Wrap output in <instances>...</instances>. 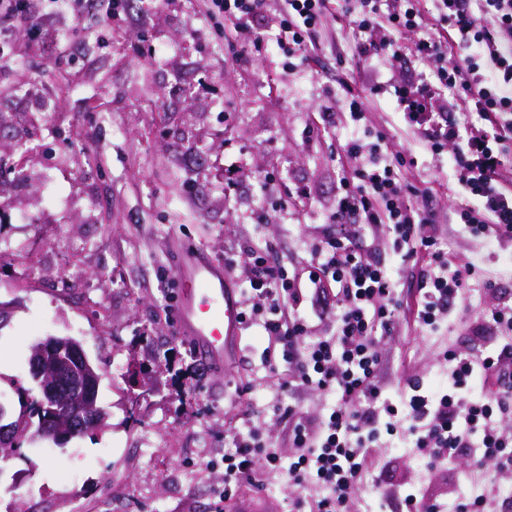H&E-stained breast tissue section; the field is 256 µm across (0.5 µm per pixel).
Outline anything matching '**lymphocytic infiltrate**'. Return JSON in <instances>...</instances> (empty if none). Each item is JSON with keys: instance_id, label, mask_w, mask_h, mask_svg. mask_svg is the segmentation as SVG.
Here are the masks:
<instances>
[{"instance_id": "lymphocytic-infiltrate-1", "label": "lymphocytic infiltrate", "mask_w": 512, "mask_h": 512, "mask_svg": "<svg viewBox=\"0 0 512 512\" xmlns=\"http://www.w3.org/2000/svg\"><path fill=\"white\" fill-rule=\"evenodd\" d=\"M354 0L347 13L364 32L362 57L399 60L412 56L424 70L410 71L392 82L393 96L406 125L416 130L433 153L451 150L456 168L457 202L450 217L459 224L496 235L512 233V183L504 176L502 146L512 140V0ZM209 19H223L244 38L246 47L265 48L255 24L273 12L278 29L275 47L286 58L305 56L315 48V33L332 11L331 0H202ZM30 0H0V59L22 35L39 30ZM438 37H421L428 23ZM413 34L411 45L402 38ZM477 113L482 126L448 122L449 102ZM369 145L353 137L344 143L350 158L366 162L354 179L341 182L332 221L313 249L307 276L289 272L271 259L267 249L249 252L251 269L243 293L257 305L243 312L246 327H258L275 340L278 356L266 357L270 371L291 367L285 388L336 394L333 408L311 420L292 405L276 410L296 450L288 478L297 486L316 483L325 495L297 500L296 512H343L356 482L367 467L368 450L382 436L401 432L433 462L472 455L485 470L484 484L455 501L454 512H489L495 475L512 469V445L504 439L497 416L512 409V342L491 341L483 358L449 354L450 385L439 391L423 379L408 381L400 404L383 398L377 384L381 364L379 342L390 336L398 317L397 285L389 271L371 261L363 246L366 234L385 231L401 262L419 261L428 272L415 318L435 330L450 320L463 301V279L428 234V219L418 207L417 187L398 177L405 154L369 157ZM335 291V328L311 337L308 318L300 310L305 289ZM499 380L494 396L473 398L489 379ZM280 457L258 427L236 433L224 457L221 500L235 496L240 485L262 471L277 469Z\"/></svg>"}]
</instances>
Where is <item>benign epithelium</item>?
<instances>
[{"label":"benign epithelium","instance_id":"1","mask_svg":"<svg viewBox=\"0 0 512 512\" xmlns=\"http://www.w3.org/2000/svg\"><path fill=\"white\" fill-rule=\"evenodd\" d=\"M67 353L69 360L79 363L85 358L81 346L71 338H49L38 345L29 358V372L38 383L40 400L38 407L62 401L71 387L68 366L58 362V355ZM99 376L84 375L78 384V399L68 416L60 418L52 409L41 417V432L58 442L68 440L80 430L98 424L97 389Z\"/></svg>","mask_w":512,"mask_h":512}]
</instances>
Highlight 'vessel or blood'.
I'll use <instances>...</instances> for the list:
<instances>
[{
  "label": "vessel or blood",
  "mask_w": 512,
  "mask_h": 512,
  "mask_svg": "<svg viewBox=\"0 0 512 512\" xmlns=\"http://www.w3.org/2000/svg\"><path fill=\"white\" fill-rule=\"evenodd\" d=\"M181 290L175 305V329L197 355L215 369L237 360L244 330L239 289L227 270L201 248H184L173 270Z\"/></svg>",
  "instance_id": "vessel-or-blood-1"
}]
</instances>
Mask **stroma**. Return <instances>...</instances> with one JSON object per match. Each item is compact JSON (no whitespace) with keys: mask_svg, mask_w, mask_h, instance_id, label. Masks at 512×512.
<instances>
[{"mask_svg":"<svg viewBox=\"0 0 512 512\" xmlns=\"http://www.w3.org/2000/svg\"><path fill=\"white\" fill-rule=\"evenodd\" d=\"M358 38L347 17L329 18L316 53L288 69L280 54L243 52L231 27L202 18L198 0H153L136 27L123 14L51 13L39 34L18 38L0 62V403L13 419L28 412L38 398L32 347L69 336L100 369L106 419L61 446L29 421L0 464V512H218L224 454L251 423L283 468L243 484L239 496L260 494L267 512H292L299 498L324 495L289 482L295 450L273 407L288 400L317 418L335 395L283 392L262 356L275 345L256 327L244 360L213 371L174 331L172 271L188 242L219 263L233 256L236 282L257 246L302 269L342 175L362 164L339 155L354 136L371 143L384 133L383 151L415 159L406 176L431 214L429 233L449 264L475 269L455 318L424 330L413 319L422 265L401 264L385 234L368 238L369 258L392 274L401 302L379 344L383 397L399 402L412 378L447 386L448 351L484 355L472 327L512 299V239L493 246L488 234L449 223L451 153L428 151L389 93L368 94L360 122L347 118L340 80L367 82L354 59ZM137 41L155 55L133 53ZM23 83L31 95L12 94ZM322 103L338 114L325 131L315 125ZM231 162L228 199L220 174ZM488 279L496 291L484 288ZM467 464L432 465L410 436L388 438L370 449L346 510L403 512L399 501L381 502L385 483L454 501L472 489Z\"/></svg>","mask_w":512,"mask_h":512,"instance_id":"1","label":"stroma"}]
</instances>
